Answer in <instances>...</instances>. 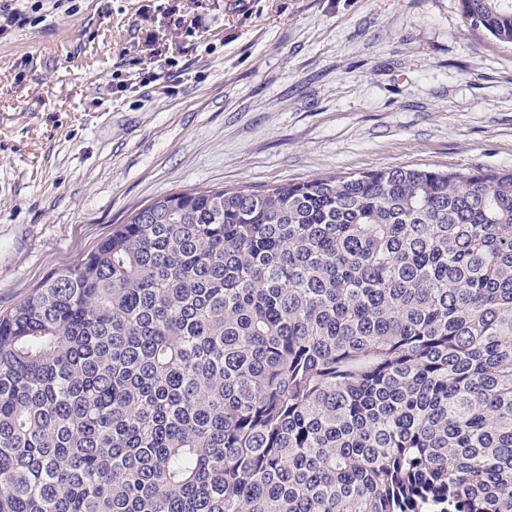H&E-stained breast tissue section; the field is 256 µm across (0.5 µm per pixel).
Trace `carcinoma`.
<instances>
[{
	"label": "carcinoma",
	"mask_w": 512,
	"mask_h": 512,
	"mask_svg": "<svg viewBox=\"0 0 512 512\" xmlns=\"http://www.w3.org/2000/svg\"><path fill=\"white\" fill-rule=\"evenodd\" d=\"M512 45V0H461ZM0 512H512V169L139 210L0 315Z\"/></svg>",
	"instance_id": "1"
}]
</instances>
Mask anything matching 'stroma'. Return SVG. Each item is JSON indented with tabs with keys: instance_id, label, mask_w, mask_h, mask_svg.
Segmentation results:
<instances>
[{
	"instance_id": "stroma-1",
	"label": "stroma",
	"mask_w": 512,
	"mask_h": 512,
	"mask_svg": "<svg viewBox=\"0 0 512 512\" xmlns=\"http://www.w3.org/2000/svg\"><path fill=\"white\" fill-rule=\"evenodd\" d=\"M25 5L0 32V313L175 191L512 168V48L460 0Z\"/></svg>"
}]
</instances>
